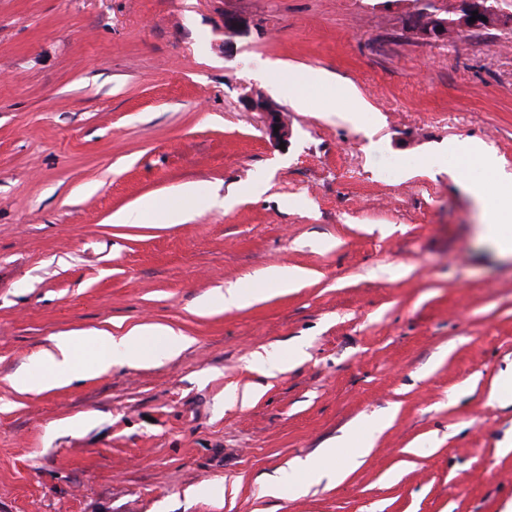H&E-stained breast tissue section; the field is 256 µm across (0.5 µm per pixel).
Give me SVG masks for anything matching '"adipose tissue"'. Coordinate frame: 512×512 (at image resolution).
Listing matches in <instances>:
<instances>
[{"label":"adipose tissue","mask_w":512,"mask_h":512,"mask_svg":"<svg viewBox=\"0 0 512 512\" xmlns=\"http://www.w3.org/2000/svg\"><path fill=\"white\" fill-rule=\"evenodd\" d=\"M457 150L486 170L487 180L471 184L470 191L486 215V236L502 252L512 253V202L502 200L496 193L497 184L506 178L505 173L500 170L496 158L477 143L458 144ZM180 195L185 201L184 206L174 207L148 198L135 209L122 213L120 219L125 223H138L154 217L166 224L180 223L188 212L189 204L198 199L195 189L189 184L182 188ZM300 278L297 271L271 269L262 277V288L236 286L227 289L203 301L200 310L209 313L216 309L243 308L255 301L261 290L293 288ZM187 343V337L173 328L158 325L135 326L119 336L109 332L91 336L65 333L53 337L50 346L42 352L41 360L48 365V373L41 376L21 373L15 376L14 386L22 393L48 390L98 375L115 365L134 366L162 357L175 358ZM381 428V423H373L364 427L362 432L344 436L339 444L323 449L317 460L301 467L304 482L323 478L333 481L346 470L356 467Z\"/></svg>","instance_id":"ef3b65f1"}]
</instances>
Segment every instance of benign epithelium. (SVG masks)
Masks as SVG:
<instances>
[{"mask_svg":"<svg viewBox=\"0 0 512 512\" xmlns=\"http://www.w3.org/2000/svg\"><path fill=\"white\" fill-rule=\"evenodd\" d=\"M474 11L485 20L469 21ZM454 13L455 17L449 18L419 9L410 16L408 26L424 41H445L449 34L459 31L512 27V12L501 8V0H456ZM245 105L248 110L262 115L266 134L271 140L276 143L288 141V124L278 110L267 101L251 96L245 98ZM276 126L279 127L277 131L274 130Z\"/></svg>","mask_w":512,"mask_h":512,"instance_id":"7a95c632","label":"benign epithelium"}]
</instances>
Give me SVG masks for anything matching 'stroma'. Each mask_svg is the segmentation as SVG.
Masks as SVG:
<instances>
[{
  "label": "stroma",
  "instance_id": "stroma-1",
  "mask_svg": "<svg viewBox=\"0 0 512 512\" xmlns=\"http://www.w3.org/2000/svg\"><path fill=\"white\" fill-rule=\"evenodd\" d=\"M416 0H0V512H503L512 257L449 144L512 173V28L422 42ZM239 16V34L224 18ZM310 70L353 84L280 87ZM283 113L285 146L243 100ZM266 174L264 189L246 187ZM200 196L183 223L115 222ZM296 288L210 315L266 270ZM168 326L173 359L39 394L52 336ZM303 345L267 372L255 358ZM382 416L344 477L265 481Z\"/></svg>",
  "mask_w": 512,
  "mask_h": 512
}]
</instances>
